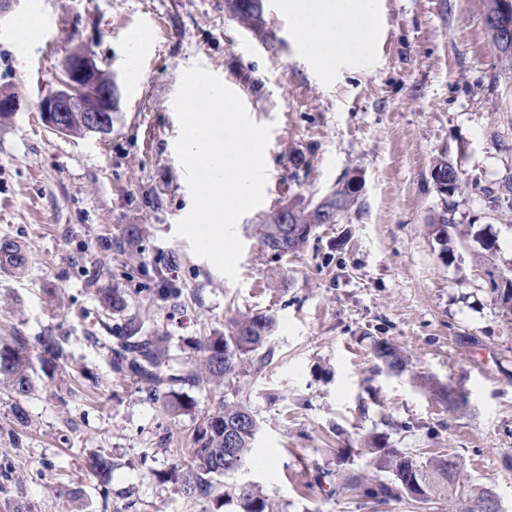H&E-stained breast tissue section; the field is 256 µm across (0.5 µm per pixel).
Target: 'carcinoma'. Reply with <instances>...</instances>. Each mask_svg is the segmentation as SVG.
Returning a JSON list of instances; mask_svg holds the SVG:
<instances>
[{
    "label": "carcinoma",
    "mask_w": 512,
    "mask_h": 512,
    "mask_svg": "<svg viewBox=\"0 0 512 512\" xmlns=\"http://www.w3.org/2000/svg\"><path fill=\"white\" fill-rule=\"evenodd\" d=\"M486 23L494 46L501 58L512 63V12L501 11L500 0H485ZM226 10L245 29L254 33L264 30L263 0H224ZM355 178L343 176L336 184L335 192L306 205H288V222L282 221L283 213L277 208L270 212L259 229L265 253L281 257L297 252L308 243L313 231L326 223L328 215L334 221L353 206L358 194L353 189ZM482 193L491 208L504 203L512 207V176ZM456 205L453 197L442 196V208L430 221L438 241L442 242V258H448V229L456 226ZM27 263L23 246L16 240L0 242V269L22 271ZM489 293L500 308L512 313V275L504 272L489 273ZM103 309L100 323L107 333H112L108 320L122 313L125 299L119 289H94ZM276 328L272 315H242L228 321L225 331L205 336L193 344L197 352L195 364L187 366L172 358L169 336L158 328L140 334V326L131 321L116 339H107L106 346L112 371L129 377L144 387L150 398L161 404L167 412L182 413L192 407L179 389L207 382L216 385L231 380L243 371L267 343ZM373 354L382 366L390 371H404L407 361L398 348L387 339H376ZM39 364L45 375L54 377L66 372L68 352L65 339L45 333L29 338L9 336L0 339V375L12 382L15 398L29 395L32 384L29 372ZM234 429L233 444L225 442L226 429ZM259 431V423L251 410L238 401L222 400L194 428L191 441L194 461L186 467H174L171 480L176 491L189 501H209L214 498L215 477L228 476L224 472L228 455L238 457L243 463L251 453ZM367 448L377 468L393 475L390 483H368L360 471L336 470V482L332 492L336 495L358 491L378 505L394 499L405 498L415 503L436 504L442 500L455 503L456 512H473L471 505L484 500L491 490L473 491L466 485L464 462L457 454L421 456L406 453L389 444L384 435H369ZM235 501L239 512H280L279 506L265 496L247 487L224 484V494L217 500Z\"/></svg>",
    "instance_id": "1"
}]
</instances>
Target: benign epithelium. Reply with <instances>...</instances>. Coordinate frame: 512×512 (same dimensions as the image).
<instances>
[{
  "instance_id": "benign-epithelium-1",
  "label": "benign epithelium",
  "mask_w": 512,
  "mask_h": 512,
  "mask_svg": "<svg viewBox=\"0 0 512 512\" xmlns=\"http://www.w3.org/2000/svg\"><path fill=\"white\" fill-rule=\"evenodd\" d=\"M39 111L47 127L60 135L69 131L56 121L69 114L87 134L111 131L110 116L118 111V90L112 74L101 69L94 55L78 44L62 61L58 87L42 97Z\"/></svg>"
}]
</instances>
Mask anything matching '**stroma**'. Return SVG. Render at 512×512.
Here are the masks:
<instances>
[{
  "label": "stroma",
  "instance_id": "35a3bbf8",
  "mask_svg": "<svg viewBox=\"0 0 512 512\" xmlns=\"http://www.w3.org/2000/svg\"><path fill=\"white\" fill-rule=\"evenodd\" d=\"M376 6L372 42L328 72L303 52L282 0H264L260 35L224 0H19L0 17V91L26 104L0 116V240L20 241L28 257L22 273L0 270V336L67 337L77 371L32 375L24 427L10 380L0 381V512L17 501L37 512H211L164 477L191 462L189 435L223 398L260 423L234 483L284 512H411L403 500L328 496L325 474L340 467L391 481L365 451L371 433L413 454L460 455L468 483L512 512V315L487 288L488 271L512 268V209L488 208L481 192L512 175V66L493 45L485 0ZM77 44L118 86L103 136L58 135L38 110ZM196 64L271 128L264 201L236 226L234 282L175 234L192 198L173 101ZM441 156L462 181L445 259L428 225L442 206L432 178ZM347 173L362 190L340 223L318 227L298 253L266 255L255 225L321 199ZM134 224L144 241L132 255L121 243ZM160 266L178 297L153 296ZM97 288L126 293L114 325L162 329L185 360L187 340L223 331L235 312L272 314L277 327L236 382L188 388L195 408L169 416L90 342ZM382 338L409 357L408 371H378ZM98 453L110 456V476L90 471Z\"/></svg>",
  "mask_w": 512,
  "mask_h": 512
}]
</instances>
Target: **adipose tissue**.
I'll use <instances>...</instances> for the list:
<instances>
[{
	"label": "adipose tissue",
	"instance_id": "1",
	"mask_svg": "<svg viewBox=\"0 0 512 512\" xmlns=\"http://www.w3.org/2000/svg\"><path fill=\"white\" fill-rule=\"evenodd\" d=\"M286 7L311 59L326 70L345 52L347 43L362 41L370 32L371 0H288Z\"/></svg>",
	"mask_w": 512,
	"mask_h": 512
}]
</instances>
